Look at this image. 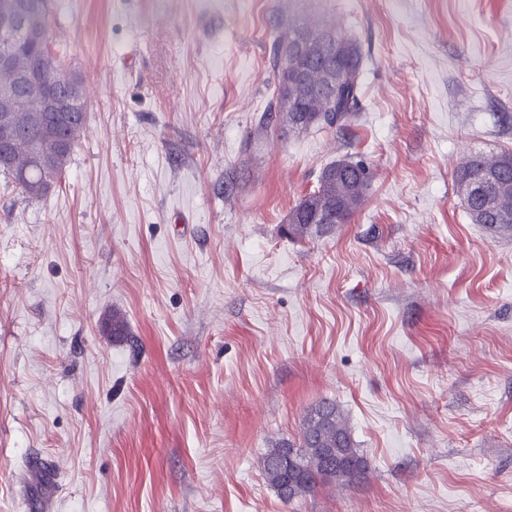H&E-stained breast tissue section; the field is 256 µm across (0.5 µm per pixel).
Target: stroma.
<instances>
[{
  "label": "stroma",
  "mask_w": 512,
  "mask_h": 512,
  "mask_svg": "<svg viewBox=\"0 0 512 512\" xmlns=\"http://www.w3.org/2000/svg\"><path fill=\"white\" fill-rule=\"evenodd\" d=\"M303 22L359 47L353 119L258 129ZM49 43L88 120L43 198L0 174V512H512V231L455 182L512 152V0H52ZM337 160L363 203L291 239ZM324 399L368 478L283 502Z\"/></svg>",
  "instance_id": "obj_1"
}]
</instances>
